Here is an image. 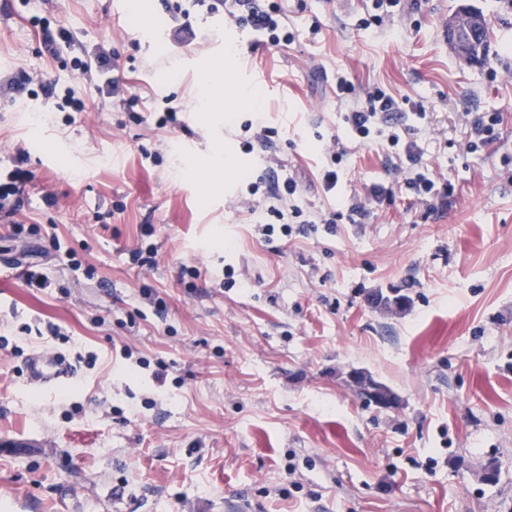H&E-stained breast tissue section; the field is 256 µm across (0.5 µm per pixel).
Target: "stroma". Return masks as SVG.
Returning a JSON list of instances; mask_svg holds the SVG:
<instances>
[{"instance_id": "stroma-1", "label": "stroma", "mask_w": 512, "mask_h": 512, "mask_svg": "<svg viewBox=\"0 0 512 512\" xmlns=\"http://www.w3.org/2000/svg\"><path fill=\"white\" fill-rule=\"evenodd\" d=\"M271 2L292 35L276 48L189 0H0V156L32 174L24 231L0 217V512H512V5L401 0L366 28L371 0ZM464 4L492 29L478 66L443 38ZM42 23L71 44L49 53ZM100 49L118 93L77 66ZM227 59L258 102L236 100ZM204 74L218 111L196 108ZM340 76L399 102L430 177L454 178L448 207L372 198L403 173L351 131ZM259 107L270 160L244 128ZM171 109L181 126L160 127ZM467 112L501 113L494 149L465 152ZM333 139L348 174L329 191ZM273 162L303 209L358 196L365 216L265 237L244 203ZM149 245L154 266L130 264ZM37 353L72 378L31 381ZM354 370L396 406L367 404Z\"/></svg>"}]
</instances>
